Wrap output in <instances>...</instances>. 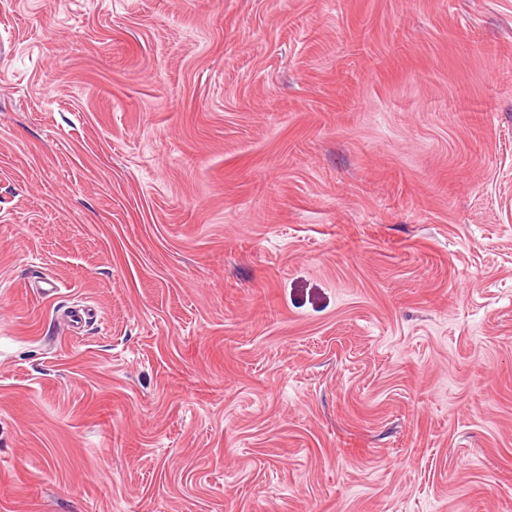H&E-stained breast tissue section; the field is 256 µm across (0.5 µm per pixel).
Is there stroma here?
<instances>
[{
	"label": "stroma",
	"mask_w": 512,
	"mask_h": 512,
	"mask_svg": "<svg viewBox=\"0 0 512 512\" xmlns=\"http://www.w3.org/2000/svg\"><path fill=\"white\" fill-rule=\"evenodd\" d=\"M0 512H512V0H0Z\"/></svg>",
	"instance_id": "obj_1"
}]
</instances>
